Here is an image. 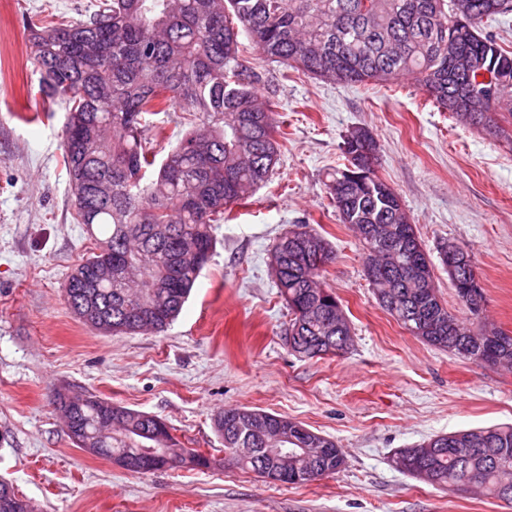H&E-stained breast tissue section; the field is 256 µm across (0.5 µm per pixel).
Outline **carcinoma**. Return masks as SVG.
Returning a JSON list of instances; mask_svg holds the SVG:
<instances>
[{
	"label": "carcinoma",
	"mask_w": 512,
	"mask_h": 512,
	"mask_svg": "<svg viewBox=\"0 0 512 512\" xmlns=\"http://www.w3.org/2000/svg\"><path fill=\"white\" fill-rule=\"evenodd\" d=\"M512 13V0H101L86 19L69 23L40 20L26 25L30 58L40 72L39 92L66 104L64 164L77 223L88 227L94 249L74 271L94 278L105 263L112 280L86 288L68 275L63 296L71 311L91 302L112 334H136L128 320L152 279L158 309L153 332L179 315L202 269L213 255V223L233 204L252 197L270 179L278 161L277 120L261 102V73L241 59L239 35L246 33L269 61L334 83L390 84L405 75L440 108L458 87L477 82L479 70L499 73L490 111L457 112L456 119L512 145V51L481 25ZM112 45L100 59L84 53L89 43ZM453 51H448V48ZM177 107L197 112L201 123L188 131L161 161L147 148L146 134L162 127L156 116ZM360 129L340 146L346 164L327 174V189L339 220L360 227L365 259L381 251L387 287L374 282L379 306L410 334L473 362L512 366V336L482 322L485 293L471 295L473 257L453 284L471 316L468 326L445 308L430 280L421 287L413 262L424 247L396 191L376 170L379 147L363 154ZM334 251L310 225L294 224L270 250L269 267L296 331L294 353L312 359L333 348L346 352L351 328L336 327L338 299L322 296L313 279L331 263ZM108 401L86 393L71 409L73 434L93 441L96 456L135 454L138 445L169 440L170 455H189L190 470H207L215 460L172 440L155 415L125 409L121 430L101 435ZM282 416L236 407L213 419L231 463L262 475L254 457L236 448H264ZM281 442L291 448L279 462L281 483L306 484L346 466L337 442L300 431ZM439 434L416 445L403 472L426 467L435 486L457 491L464 479L474 489L512 505V425ZM319 446L320 457L303 449Z\"/></svg>",
	"instance_id": "cac0c4a2"
}]
</instances>
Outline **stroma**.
Here are the masks:
<instances>
[{
  "label": "stroma",
  "mask_w": 512,
  "mask_h": 512,
  "mask_svg": "<svg viewBox=\"0 0 512 512\" xmlns=\"http://www.w3.org/2000/svg\"><path fill=\"white\" fill-rule=\"evenodd\" d=\"M95 2L0 0V478L38 512H512L393 467L398 449L433 435L512 424V369L437 350L382 310L362 245L326 187L344 136L367 128L379 144L378 174L429 253L445 240L468 250L486 323L512 335V147L438 109L412 79L342 84L287 73L240 36L242 59L267 78L257 95L280 125L276 171L216 225L214 254L165 332L101 335L62 293L92 242L72 217L65 109L39 95L26 31L41 11L76 21ZM298 222L335 253L322 279L354 337L339 356L302 358L283 340L288 316L268 253ZM63 387L158 416L215 466L136 474L82 451L52 403ZM231 407L334 438L346 468L279 486L225 462L212 418Z\"/></svg>",
  "instance_id": "35a3bbf8"
}]
</instances>
